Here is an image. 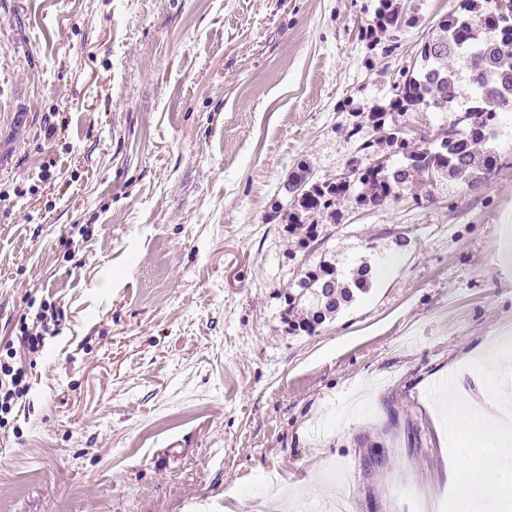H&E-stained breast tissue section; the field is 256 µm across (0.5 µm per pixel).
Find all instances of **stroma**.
<instances>
[{"label":"stroma","instance_id":"35a3bbf8","mask_svg":"<svg viewBox=\"0 0 512 512\" xmlns=\"http://www.w3.org/2000/svg\"><path fill=\"white\" fill-rule=\"evenodd\" d=\"M459 3L410 0L392 42L360 34L378 0H0V348L30 300L63 314L0 424V512H470L440 394L483 403L512 336V122L481 185L339 201L306 248L277 215L298 165L400 163L367 115ZM456 67L409 138L469 107ZM363 260L366 294L289 332L302 273Z\"/></svg>","mask_w":512,"mask_h":512}]
</instances>
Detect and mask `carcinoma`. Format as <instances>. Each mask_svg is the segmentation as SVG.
Returning a JSON list of instances; mask_svg holds the SVG:
<instances>
[{"label": "carcinoma", "instance_id": "obj_1", "mask_svg": "<svg viewBox=\"0 0 512 512\" xmlns=\"http://www.w3.org/2000/svg\"><path fill=\"white\" fill-rule=\"evenodd\" d=\"M497 0L480 10L477 0H461L459 10L441 18L435 33L420 50L419 63L402 74L393 87L388 110H376L368 119L382 133V141L393 152L402 154L399 166L376 163L359 170L350 182L336 179L318 183L302 165L293 172L286 191L293 197V208L282 218L290 228H305V245L317 240L318 225L302 224L300 214L318 213L336 221V202L345 200L356 207H380L397 198V190L412 187L423 174L439 172L469 187L484 182L492 173L497 158L494 150L478 151L475 145L493 139L499 113L512 110V13L496 10ZM414 16L395 0H378L372 23L367 28L397 33L412 25ZM471 62L469 82L476 93V105L464 116L449 122L448 129L433 140L425 137L411 143L402 137L399 120L410 112L434 109L448 111L458 97V72L449 65L455 55ZM468 128L460 129L461 122ZM373 277L371 266L363 263L350 280L341 283L336 268L323 263L303 273L297 289L288 294L289 309L308 302L306 317L292 330L309 334L336 315L355 294L364 293Z\"/></svg>", "mask_w": 512, "mask_h": 512}]
</instances>
